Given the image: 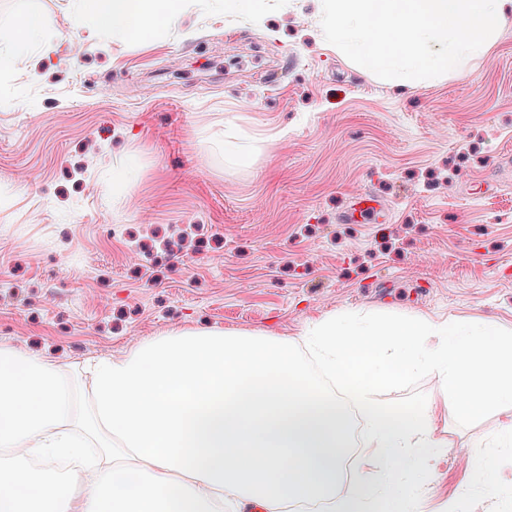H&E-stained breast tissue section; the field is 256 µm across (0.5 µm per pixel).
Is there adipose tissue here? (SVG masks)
<instances>
[{
    "instance_id": "adipose-tissue-1",
    "label": "adipose tissue",
    "mask_w": 512,
    "mask_h": 512,
    "mask_svg": "<svg viewBox=\"0 0 512 512\" xmlns=\"http://www.w3.org/2000/svg\"><path fill=\"white\" fill-rule=\"evenodd\" d=\"M77 8L93 36L115 31L138 38L150 28L175 26L184 0H78ZM46 31V20L37 13L0 18V68L23 64L25 48L43 41Z\"/></svg>"
}]
</instances>
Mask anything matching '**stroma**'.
I'll list each match as a JSON object with an SVG mask.
<instances>
[{"mask_svg":"<svg viewBox=\"0 0 512 512\" xmlns=\"http://www.w3.org/2000/svg\"><path fill=\"white\" fill-rule=\"evenodd\" d=\"M24 12L53 46L0 70V344L84 390L86 359L199 328L297 341L351 312L512 330V19L464 68L397 85L313 36L314 0L259 22L189 0L101 49L73 0H0ZM364 191L379 215L345 222ZM511 422L437 421L418 512H512V449L492 490L465 463Z\"/></svg>","mask_w":512,"mask_h":512,"instance_id":"35a3bbf8","label":"stroma"}]
</instances>
